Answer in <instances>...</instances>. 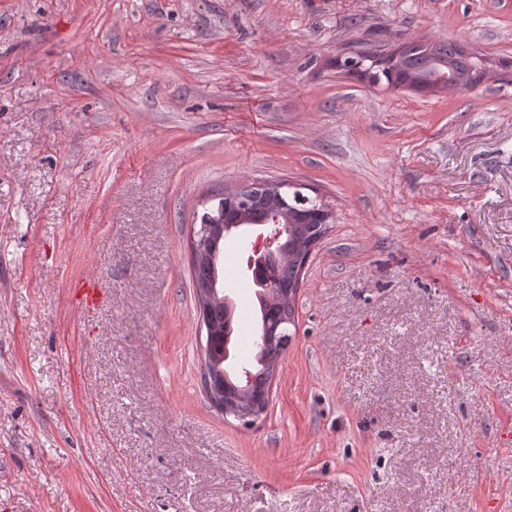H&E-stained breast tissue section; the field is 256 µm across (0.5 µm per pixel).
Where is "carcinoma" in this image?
I'll return each mask as SVG.
<instances>
[{"instance_id": "carcinoma-1", "label": "carcinoma", "mask_w": 512, "mask_h": 512, "mask_svg": "<svg viewBox=\"0 0 512 512\" xmlns=\"http://www.w3.org/2000/svg\"><path fill=\"white\" fill-rule=\"evenodd\" d=\"M485 58L467 51L463 46L448 41L434 43H402L386 53L363 55L351 52L336 60V68L353 74L369 84L392 90L414 89L432 92L448 88L444 76L453 72L460 82L459 88L471 83L483 66ZM268 182L254 181L234 190L238 198L225 218L246 224H264L276 212L279 221L290 226L281 248L271 255L267 266L253 269L254 283L267 282L269 290L259 298L261 327L272 336L262 343V336L255 339L257 352L253 361L236 372L227 361L230 344L224 334L225 316L220 306L221 298H211L206 282L212 270L204 264L192 265L194 300L210 325L205 337L202 368L203 388L209 400L222 401L229 413L240 421L250 422L258 412L265 413L270 403V390L276 367L293 335L295 301L291 294L299 284L303 255L301 245L321 233L319 211L322 203L315 197L291 196L283 205L274 194L267 191Z\"/></svg>"}]
</instances>
